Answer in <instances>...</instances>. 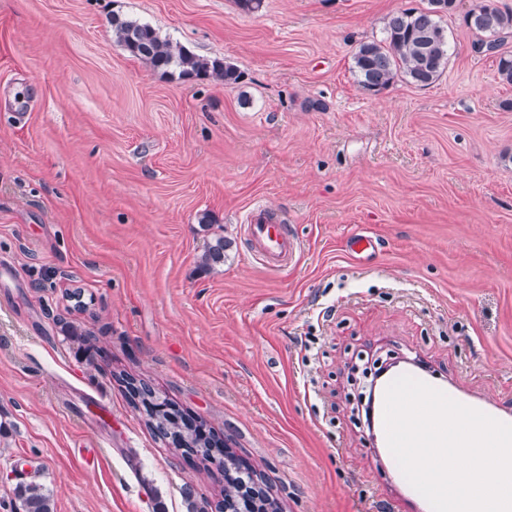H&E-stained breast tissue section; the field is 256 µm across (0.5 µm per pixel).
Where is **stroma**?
Masks as SVG:
<instances>
[{"label": "stroma", "mask_w": 512, "mask_h": 512, "mask_svg": "<svg viewBox=\"0 0 512 512\" xmlns=\"http://www.w3.org/2000/svg\"><path fill=\"white\" fill-rule=\"evenodd\" d=\"M426 5L0 0V512L31 480L54 512H214L223 473L154 436L124 374L252 462L282 512H408L358 420L359 357L420 359L512 409V84L472 49V0L443 19L435 84L370 95L353 71ZM115 16L238 84L154 72ZM256 205L299 243L286 269L244 239Z\"/></svg>", "instance_id": "obj_1"}]
</instances>
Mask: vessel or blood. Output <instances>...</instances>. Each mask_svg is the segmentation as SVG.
Listing matches in <instances>:
<instances>
[{
  "label": "vessel or blood",
  "mask_w": 512,
  "mask_h": 512,
  "mask_svg": "<svg viewBox=\"0 0 512 512\" xmlns=\"http://www.w3.org/2000/svg\"><path fill=\"white\" fill-rule=\"evenodd\" d=\"M244 233L250 248L261 261L274 270L286 268L299 249V244L285 224L273 213L255 206L244 217Z\"/></svg>",
  "instance_id": "vessel-or-blood-1"
}]
</instances>
